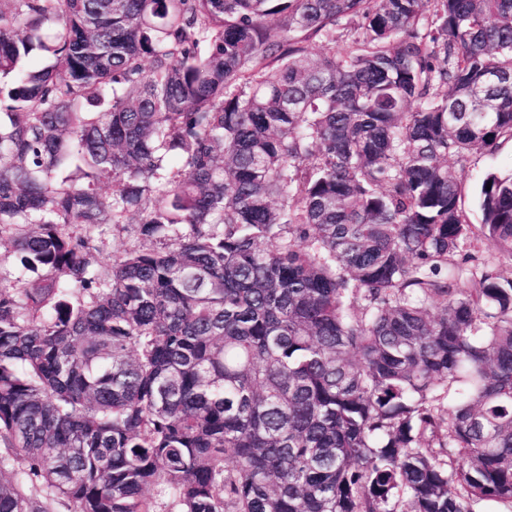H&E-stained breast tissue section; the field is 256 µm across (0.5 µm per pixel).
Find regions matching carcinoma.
<instances>
[{"mask_svg":"<svg viewBox=\"0 0 512 512\" xmlns=\"http://www.w3.org/2000/svg\"><path fill=\"white\" fill-rule=\"evenodd\" d=\"M508 139L512 0H0V512L512 507ZM512 170V141L504 142L492 154L477 153L471 158L463 174V200L468 217L479 224L481 214L476 204V193L488 172L510 173Z\"/></svg>","mask_w":512,"mask_h":512,"instance_id":"cac0c4a2","label":"carcinoma"}]
</instances>
